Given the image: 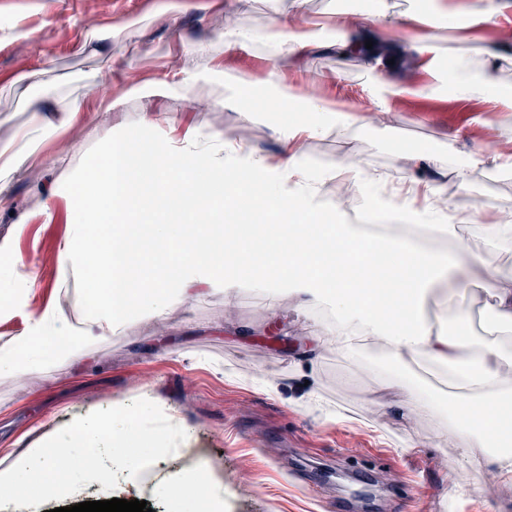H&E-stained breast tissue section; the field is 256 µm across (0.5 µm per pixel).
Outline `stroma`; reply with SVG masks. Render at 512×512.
Segmentation results:
<instances>
[{"label":"stroma","instance_id":"stroma-1","mask_svg":"<svg viewBox=\"0 0 512 512\" xmlns=\"http://www.w3.org/2000/svg\"><path fill=\"white\" fill-rule=\"evenodd\" d=\"M337 4L306 0L303 19L315 25L314 49L305 66L281 77L301 96L360 107L369 119L344 133L327 129L304 139V158L318 169L359 148L361 165L384 173L393 192L405 179L407 151L443 143L464 156L479 149L489 161L471 179L469 197L479 213L469 229L512 220V112L481 96L371 101L364 58L336 54L332 37L322 30ZM270 14L267 0H0V145L13 143L29 124L26 74L42 73L45 98L59 103L81 95L83 76L93 73L101 96L119 102L110 112L89 102L85 118L40 143L11 175V195L0 209V238L14 237L23 262L0 267V283L33 288L32 309L54 305L71 320L80 319L75 297L90 289L92 279L58 281L57 245L69 226L67 205L54 201L47 221L38 212L47 189L99 160L108 127L134 131L143 112L160 111L175 124L176 136L220 131L236 149L276 163L282 152L279 126L291 115L262 116V97L253 98L258 116L247 122L225 85L215 81H198L189 100L122 95L127 82L187 66L190 45L200 41L211 45L208 67L245 84L266 75L274 64L256 36L268 30ZM124 21L128 29L112 43L88 41L90 30ZM228 22L251 33L252 41L225 51L218 35ZM14 23L23 37L12 36ZM432 34L447 48L468 39L479 63V46L512 35V8L476 31L445 28L437 13L425 12L409 30L394 23L357 32L410 56V63L378 67L382 79L404 85L427 80L418 44ZM60 72L72 75L68 86L55 87ZM381 111L393 113L390 126L371 121V114ZM224 302L222 291L203 286L163 318L130 315L115 334L85 346L79 360L52 362L22 376L0 374V460L65 433L78 416L107 411L118 401L132 406L129 427L153 430L140 406L155 400L170 408L184 441L179 452L158 456L141 486L125 495L146 501L153 512H169L165 479L199 463L223 481L224 512H336L343 489L327 482L321 490L313 488L319 471L336 469L374 479L378 512H512V487L502 485L486 465L469 464L457 449L442 446L451 426L445 409L402 415L401 392L385 386L395 372L376 349L353 354L332 346L315 349L304 315L285 310L271 316L266 289L249 275L235 293L234 314L225 315ZM313 349L317 360L304 361ZM408 375L424 399H447V368L421 360L410 365ZM106 497L95 483L64 500L32 491L0 502V512H55Z\"/></svg>","mask_w":512,"mask_h":512}]
</instances>
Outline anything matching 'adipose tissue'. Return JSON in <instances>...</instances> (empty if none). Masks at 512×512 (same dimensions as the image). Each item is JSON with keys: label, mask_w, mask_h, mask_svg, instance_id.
Here are the masks:
<instances>
[{"label": "adipose tissue", "mask_w": 512, "mask_h": 512, "mask_svg": "<svg viewBox=\"0 0 512 512\" xmlns=\"http://www.w3.org/2000/svg\"><path fill=\"white\" fill-rule=\"evenodd\" d=\"M304 2L270 0L266 38L275 66L299 64L309 52L312 33L293 28L289 21L301 14ZM421 51L429 57L431 83L378 85L373 98L444 90L459 98L490 96L512 109V92L499 89L493 75L498 59L495 46L485 49L479 72L471 69L466 45L449 54L437 38L429 37ZM197 81V75L186 71L128 83L124 94L188 98ZM98 87L91 76L84 97L69 100L61 109L48 111L35 104L30 127L18 135L19 147L0 146V207L9 197L4 176L30 156L37 138L73 127ZM250 89L277 110L296 115L280 130L285 151L277 165L268 166L237 151L225 153L220 132H198L177 146L167 139L146 140L110 129L103 138L102 161L75 169L69 181L51 190V197L65 198L71 210V224L58 245L60 281L84 276L85 255L92 249L102 256L97 280L90 295L77 299L81 322H72L52 307L28 312L23 330L0 347V370L28 372L34 346L46 336L57 339L58 358L75 360L85 344L111 335L133 312L163 317L174 300L191 298L199 285L229 293L249 273L267 289L270 312H278L287 299L301 309L323 302L335 308L336 325L321 336L341 351L376 342L392 366L424 358L447 367L454 384L448 411L456 420L448 434L449 445L467 456L484 451L485 464L499 481L512 486V392L500 385L504 368L512 365V353L496 339L477 343L423 318L433 290H467L476 271L481 277L479 288L488 297L487 308L499 325L512 327V269L476 268L485 246L512 243V225H482L475 239L460 231L476 214L467 192L482 154L450 156L449 166L444 167L437 153L411 152L406 175L410 186L394 201L385 194L384 178L364 173L358 161L340 160L335 170L318 172L300 152V139L318 134L325 125L345 128L363 122L360 111L325 99L297 97L291 86L273 75L256 79ZM449 169L461 190L455 200L447 199L448 187L441 182ZM337 176L361 192L370 215H389L407 227V235L385 239V268L369 264L358 225L340 223L339 207L323 199V182ZM245 212L258 221L271 213L279 215L289 246L278 259L257 258L239 239L237 226ZM421 232L449 238L452 252L433 253L415 244L413 237ZM362 277L371 287L386 289L391 302L353 297L351 290ZM127 415L124 403H114L110 415L78 418L65 443L46 440L14 453L11 462L0 468V492H26L50 482L57 496H73L75 483L57 474L64 446L79 449L73 466L81 481L91 483L113 481L116 449H139V456L127 457L122 475L124 483H135L148 464L142 449L150 437L128 429ZM184 492L206 512L224 502L223 486L208 481L200 469L173 480L170 495L176 498Z\"/></svg>", "instance_id": "adipose-tissue-1"}]
</instances>
